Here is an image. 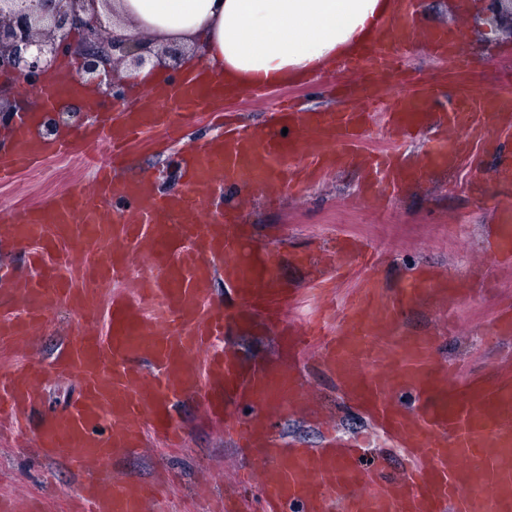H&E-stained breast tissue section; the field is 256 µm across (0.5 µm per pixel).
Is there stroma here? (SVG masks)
<instances>
[{"instance_id": "obj_1", "label": "stroma", "mask_w": 512, "mask_h": 512, "mask_svg": "<svg viewBox=\"0 0 512 512\" xmlns=\"http://www.w3.org/2000/svg\"><path fill=\"white\" fill-rule=\"evenodd\" d=\"M466 22L454 12L451 0H418L405 73L394 80L384 104L406 94L413 76L440 82L439 98L447 100L453 93L452 64L435 56L426 38ZM506 44L503 50L477 41L463 47L472 79L495 92L512 88V39ZM346 81L343 75L333 80L322 75L309 82L244 91L214 109L236 125L259 127L269 123L271 113L285 100L310 110L338 108L332 85ZM219 128L208 114L185 127L172 124L158 132L151 145L130 149L114 177L125 181L146 176L163 194L180 192L185 177L177 155L190 145L207 142ZM469 141L468 152L456 165L429 171L395 192L380 181L366 186L361 167L352 163L293 189L216 186L208 204L225 220L246 225L254 246L273 253L274 275L295 301L288 317L298 326L305 325L318 306L347 301L366 276L391 289L407 286L422 269L451 281L478 283V290L466 295L409 304L400 328L411 336L434 337L437 366L489 381L502 362L512 359V335L499 337L494 332L497 317L512 308V263L496 260L488 248L503 212H512V181L493 174L502 159L512 156V128L494 129ZM108 154L105 141L93 140L76 156L51 159L38 171L0 183V210L92 188L94 173L83 158L103 160ZM348 238L363 240L376 253L374 268L358 266L337 275L339 246ZM84 325L68 305L54 306L40 333L0 348V368L20 360L49 368ZM276 336L273 329L246 328L232 331L229 344L246 363L270 361L277 357ZM289 367L307 395L301 406L268 410L270 439L284 446L319 448L330 431L341 439L360 437L365 441L356 456L361 468L384 466L390 476L401 474L407 465L402 447L374 433L365 408L345 393L315 355L290 362ZM79 391L77 378L45 379L27 433L19 438L0 436V493L15 495L22 504L41 497L47 512H68L75 503L86 473L73 470L65 457L43 455L38 436L43 423L63 413ZM171 413L183 432L182 447L163 449L148 437L139 448L114 455L105 471L132 485L166 482L167 494L149 503L147 512H224V498L231 492L237 495V512H260L261 491L242 482L244 470L254 464L250 450L226 435L224 423L198 397L180 398Z\"/></svg>"}]
</instances>
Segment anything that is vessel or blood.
Instances as JSON below:
<instances>
[{"label": "vessel or blood", "instance_id": "vessel-or-blood-1", "mask_svg": "<svg viewBox=\"0 0 512 512\" xmlns=\"http://www.w3.org/2000/svg\"><path fill=\"white\" fill-rule=\"evenodd\" d=\"M413 14L414 0H401L397 24L378 23L365 51L338 60V67L360 75L369 98L384 91L399 63L398 49L413 32ZM429 44L452 56L457 71H465L466 58L447 33L430 37ZM80 94V87L66 76L37 91L48 107ZM149 95L173 101L189 120L203 104L223 99L224 85L189 76ZM437 95L429 82L402 97L395 111L384 115L389 140L427 127ZM168 118L165 112L139 109L124 113L117 123L106 112L89 135L106 138L121 150L166 125ZM35 120L28 113L19 119L13 152L0 157V181L73 151L71 139L32 136ZM373 120V113L365 111L285 109L277 117L281 135L260 127L229 131L207 145L189 148L182 194H156L144 180L117 184L103 169L97 173L95 192L62 193L44 206L0 212V236L31 243L34 270L33 276L12 284L13 307L0 312L1 344L32 336L47 311L61 302L87 319L102 307L108 315L105 331L78 330L54 367V377H79L81 389L64 415L44 423L41 448L46 454H65L79 468L105 462L139 444L145 421L177 448L183 436L168 415L172 395L201 397L218 418L225 416L227 404L248 401L257 406V414L233 430L260 462L255 478L264 490L265 512H285L292 502L302 503L305 512H330L336 502L342 512H512V368H502L493 384L472 381L451 391L446 376L429 367L432 337H376L377 327H396L400 309L412 299L434 292L438 279L432 273L418 272L410 288L391 295L379 294L372 280H364L360 297L343 311L331 338L318 339L312 330L280 331L290 357L316 348L379 429L402 442L412 467L400 478L382 480L378 488H368V475L352 460V445L340 447L331 438L320 448L287 449L264 436L263 412L271 402L293 405L305 395L287 367L267 362L248 369L230 351L201 363L194 359L222 335L225 325H253L259 313L274 319L288 300L275 282L273 255L260 250L252 263H244L239 225L206 211L202 189L226 182L247 187L287 181L283 162L294 155L312 173L348 160L361 151L364 128ZM448 121L477 134L511 127L512 96L458 83ZM368 166L383 172L393 185L423 173L419 165L398 162L391 148L371 152ZM107 198L127 203L133 219L112 223L103 205ZM82 254L88 258L82 269L85 285L75 288L61 269ZM141 259L147 274L129 278L130 267ZM219 271L241 297L236 312H224L205 292ZM112 282L122 284V291L101 299L97 284ZM147 365L157 367L159 376L147 379ZM397 387L414 391L417 405L411 413L402 411L393 393ZM39 396L36 376L28 367L1 370L0 423L21 421ZM105 416L111 421L106 434L97 429ZM152 495V490L97 476L82 484L78 498L89 512H145Z\"/></svg>", "mask_w": 512, "mask_h": 512}]
</instances>
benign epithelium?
<instances>
[{
  "label": "benign epithelium",
  "instance_id": "obj_1",
  "mask_svg": "<svg viewBox=\"0 0 512 512\" xmlns=\"http://www.w3.org/2000/svg\"><path fill=\"white\" fill-rule=\"evenodd\" d=\"M90 2L95 0H0V73L19 87L40 86L59 58L71 51L77 32L82 39L78 79L95 85L119 108L124 91L113 79L114 67L128 63L138 68L154 58L179 65L182 48L169 45L155 51L147 41L116 33L95 11L83 17ZM66 116L78 120L81 113L62 106L44 110L45 130L53 131Z\"/></svg>",
  "mask_w": 512,
  "mask_h": 512
}]
</instances>
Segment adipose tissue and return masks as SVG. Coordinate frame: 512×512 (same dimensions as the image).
I'll use <instances>...</instances> for the list:
<instances>
[{"instance_id": "adipose-tissue-1", "label": "adipose tissue", "mask_w": 512, "mask_h": 512, "mask_svg": "<svg viewBox=\"0 0 512 512\" xmlns=\"http://www.w3.org/2000/svg\"><path fill=\"white\" fill-rule=\"evenodd\" d=\"M117 33L178 44L182 65L233 89L299 82L333 67L396 17L394 0H98Z\"/></svg>"}]
</instances>
